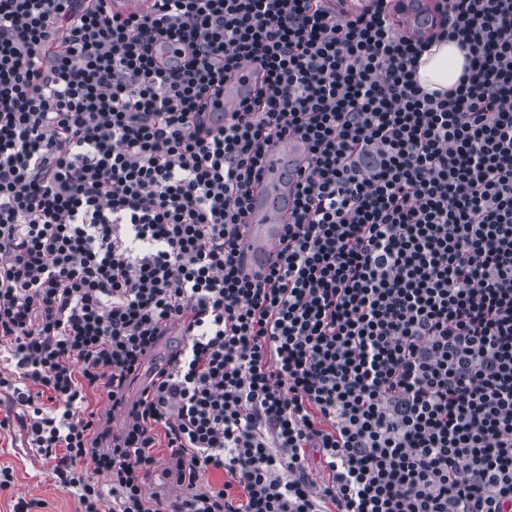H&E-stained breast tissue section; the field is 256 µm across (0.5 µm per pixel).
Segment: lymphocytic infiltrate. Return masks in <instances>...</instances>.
Listing matches in <instances>:
<instances>
[{
  "label": "lymphocytic infiltrate",
  "instance_id": "lymphocytic-infiltrate-1",
  "mask_svg": "<svg viewBox=\"0 0 512 512\" xmlns=\"http://www.w3.org/2000/svg\"><path fill=\"white\" fill-rule=\"evenodd\" d=\"M108 2L0 0V395L25 446L80 512H512V0H436L432 41L468 63L431 92V41L387 0ZM244 62L253 96L209 127ZM285 136L310 158L251 277ZM308 160L307 144L295 137L278 139L267 148L260 183L240 241L247 271L265 270L275 261L293 207L295 184Z\"/></svg>",
  "mask_w": 512,
  "mask_h": 512
}]
</instances>
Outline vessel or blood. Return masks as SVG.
Segmentation results:
<instances>
[{"label":"vessel or blood","instance_id":"obj_1","mask_svg":"<svg viewBox=\"0 0 512 512\" xmlns=\"http://www.w3.org/2000/svg\"><path fill=\"white\" fill-rule=\"evenodd\" d=\"M255 73L254 67L244 66L237 78L225 83L215 104L208 107L209 121L223 125L226 116L241 110ZM308 160L307 144L295 137L276 140L267 148L260 183L252 197L248 224L240 241L247 271L266 269L275 261L293 207L295 184Z\"/></svg>","mask_w":512,"mask_h":512}]
</instances>
